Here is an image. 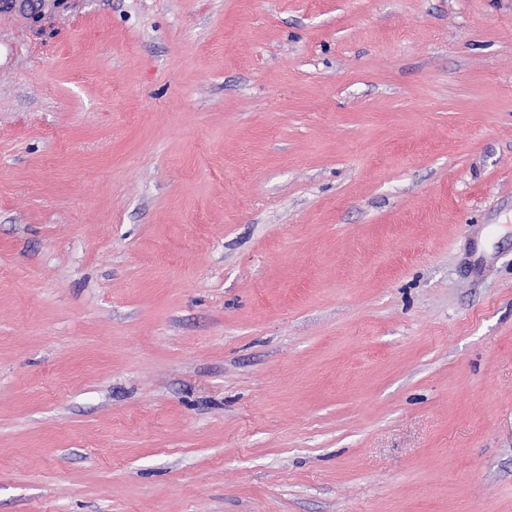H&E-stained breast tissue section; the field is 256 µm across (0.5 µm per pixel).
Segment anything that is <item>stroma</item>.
<instances>
[{
    "mask_svg": "<svg viewBox=\"0 0 512 512\" xmlns=\"http://www.w3.org/2000/svg\"><path fill=\"white\" fill-rule=\"evenodd\" d=\"M0 512H512V0L0 18Z\"/></svg>",
    "mask_w": 512,
    "mask_h": 512,
    "instance_id": "stroma-1",
    "label": "stroma"
}]
</instances>
